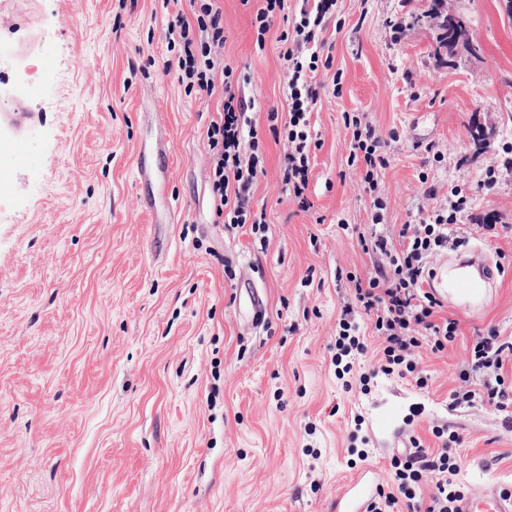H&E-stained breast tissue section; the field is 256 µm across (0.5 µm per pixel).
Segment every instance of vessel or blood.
I'll return each mask as SVG.
<instances>
[{
	"mask_svg": "<svg viewBox=\"0 0 512 512\" xmlns=\"http://www.w3.org/2000/svg\"><path fill=\"white\" fill-rule=\"evenodd\" d=\"M150 153L167 156L166 138L156 137L153 142L142 145L137 153V181L143 187L141 203L147 210L151 209L155 197L166 192L165 179L156 176L146 164V156ZM464 263V258L459 256L444 257L432 269L428 287L438 299L453 303L458 310L472 316L492 296L496 275L490 260L480 262L481 274L476 278L461 273ZM374 495L369 471H359L337 494L333 512H366ZM458 512H512V494L492 493L478 485L463 496Z\"/></svg>",
	"mask_w": 512,
	"mask_h": 512,
	"instance_id": "obj_1",
	"label": "vessel or blood"
}]
</instances>
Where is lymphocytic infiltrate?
Listing matches in <instances>:
<instances>
[{
	"label": "lymphocytic infiltrate",
	"instance_id": "1",
	"mask_svg": "<svg viewBox=\"0 0 512 512\" xmlns=\"http://www.w3.org/2000/svg\"><path fill=\"white\" fill-rule=\"evenodd\" d=\"M192 19H180L168 27L169 45L180 48L177 68L189 86L198 92H222L224 108L218 120L207 129L211 155L215 214L230 228L249 227L260 247H267L269 226L265 216L251 210L253 187L265 171L263 149L256 124L246 100L236 95V70L231 65H216L214 54L224 46V17L215 0H189ZM336 0H304L299 17L291 30L282 32L280 56L288 69V115L279 118L270 111V120H282L283 138L288 149L282 161V182L289 198L302 209H309L306 192L309 186L311 160L321 147L313 137L311 114L320 97L317 81L318 63L326 42L323 33L328 26ZM203 39H195V32ZM345 126L352 133L347 163L362 169L364 189L372 198L375 212L373 224L384 220L385 202L380 195L378 175L386 168V140L371 124L359 117H346ZM472 207L466 187L454 185L448 189L446 206L431 208L418 223L402 225L398 242L388 236L372 234L359 237L363 251L381 258L374 273L366 277L350 276L353 298L344 305L338 322L336 346L343 353L364 354L365 345L353 322L355 312H362L372 330L383 340L379 353V370L384 375L406 377L415 374L419 349L444 351L456 338L455 320L436 321L439 301L423 285L430 273L431 259L448 246L455 227L463 214ZM460 381L450 394L455 407L481 402L496 411L512 413V337H501L498 331L474 340L470 357L460 370ZM437 449L410 437L409 449L393 456L391 492H378L368 512H394L398 502H405L409 512H456L455 504L465 492L457 476L460 465L452 456L453 448L462 439L457 433L443 429L433 432ZM433 482L431 494L422 486Z\"/></svg>",
	"mask_w": 512,
	"mask_h": 512
}]
</instances>
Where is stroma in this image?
<instances>
[{
  "label": "stroma",
  "instance_id": "1",
  "mask_svg": "<svg viewBox=\"0 0 512 512\" xmlns=\"http://www.w3.org/2000/svg\"><path fill=\"white\" fill-rule=\"evenodd\" d=\"M239 91L254 102L266 172L253 188L267 249L219 224L208 182L207 129L221 93L188 91L169 63L168 26L188 0H0V512H330L341 485L390 460L409 435L456 431L458 479L496 476L512 489L503 413L452 408L449 394L476 337L512 336V15L503 0H445L468 46L438 51L431 0H337L325 34L311 122L322 147L309 209L281 181L287 149L268 119L286 113L276 20L257 46L260 0H218ZM51 81H44V74ZM396 132L379 182L384 232L413 223L423 182L467 184L465 248L503 272L476 317L443 306L457 337L424 348L411 378L376 373L381 339L361 322L365 354L336 374L351 299L346 272L378 258L371 200L347 158L345 115ZM494 141L478 148L477 128ZM169 141L167 194L140 205L134 157ZM26 156L6 162L15 141ZM494 172V184L485 175ZM251 279L262 324L236 317Z\"/></svg>",
  "mask_w": 512,
  "mask_h": 512
}]
</instances>
